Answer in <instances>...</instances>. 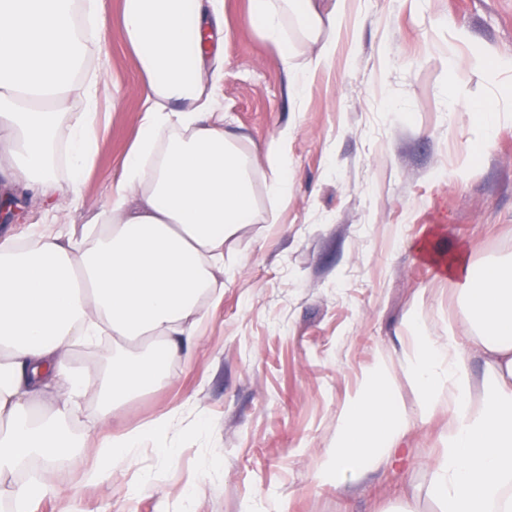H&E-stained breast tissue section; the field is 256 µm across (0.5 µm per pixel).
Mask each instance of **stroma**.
Returning a JSON list of instances; mask_svg holds the SVG:
<instances>
[{
	"mask_svg": "<svg viewBox=\"0 0 512 512\" xmlns=\"http://www.w3.org/2000/svg\"><path fill=\"white\" fill-rule=\"evenodd\" d=\"M105 5L102 40L86 62L108 64L99 91L107 128L81 202L52 212L20 198L13 227L81 229L137 134L143 77L119 23L122 0ZM250 7L224 0L213 40L224 54L222 104L229 131L257 157L260 211L274 204L269 146L290 132L288 199L278 223L246 225L225 241L224 297L197 345L112 419L118 433L179 408L180 452L163 460L145 450L124 474L86 484L99 402L89 386L74 424L85 445L56 466L32 464L51 492L27 512L441 510L431 481L448 413L418 419L401 351L410 318L429 336L453 328L475 390L488 379L479 331L446 267L461 257L478 275L512 258V0H345L336 53L298 98ZM477 48L500 68L475 67ZM488 99L496 110L485 117L476 107ZM483 121L493 128L487 148L477 140ZM382 358L411 419L396 462L316 486L312 473L336 445L346 402ZM143 481L147 490L128 498Z\"/></svg>",
	"mask_w": 512,
	"mask_h": 512,
	"instance_id": "obj_1",
	"label": "stroma"
}]
</instances>
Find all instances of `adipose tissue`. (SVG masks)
Segmentation results:
<instances>
[{
  "mask_svg": "<svg viewBox=\"0 0 512 512\" xmlns=\"http://www.w3.org/2000/svg\"><path fill=\"white\" fill-rule=\"evenodd\" d=\"M219 0H123L121 24L142 74L143 116L121 172L93 217L94 239L46 232L32 224L0 235V478L32 458L54 463L77 453L72 430L80 399L96 382L101 432L86 480L114 475L144 449L173 452L177 418L167 410L112 437L103 429L126 401L153 387L189 346L207 304L224 295V242L256 223L257 158L245 136L228 132L219 107V74L190 52L191 35L220 24ZM102 13L103 0H0V201L16 187L36 189L58 209L80 202L78 185L92 168L101 128L98 85L107 69L79 67L87 39L79 8ZM250 23L276 44L288 65L298 45L315 46L307 66L291 70L299 94L336 50L341 0H252ZM81 98V112L68 111ZM51 111L22 110L23 99ZM67 127L69 175L56 170L57 132ZM475 318L493 332L480 338L491 377L481 398L456 330L417 336L404 349L406 374L421 415L448 406L446 446L433 472L442 512H512V260L472 275L452 269ZM112 338L104 366L73 367L76 338ZM153 340L149 356L129 346ZM66 391L49 410L34 402L57 382ZM408 421L383 364L365 370L341 417L336 446L313 479L325 486L346 470L365 474L393 461Z\"/></svg>",
  "mask_w": 512,
  "mask_h": 512,
  "instance_id": "ef3b65f1",
  "label": "adipose tissue"
}]
</instances>
